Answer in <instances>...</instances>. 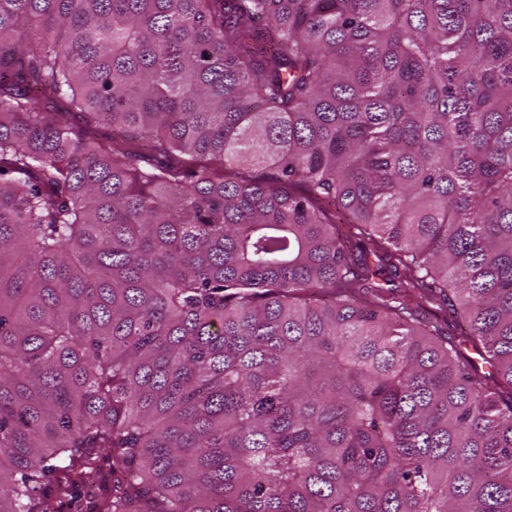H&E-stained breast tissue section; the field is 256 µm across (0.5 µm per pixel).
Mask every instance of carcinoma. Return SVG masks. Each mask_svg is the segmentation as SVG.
Instances as JSON below:
<instances>
[{
  "label": "carcinoma",
  "mask_w": 512,
  "mask_h": 512,
  "mask_svg": "<svg viewBox=\"0 0 512 512\" xmlns=\"http://www.w3.org/2000/svg\"><path fill=\"white\" fill-rule=\"evenodd\" d=\"M63 505L512 512V0H0V512Z\"/></svg>",
  "instance_id": "obj_1"
}]
</instances>
